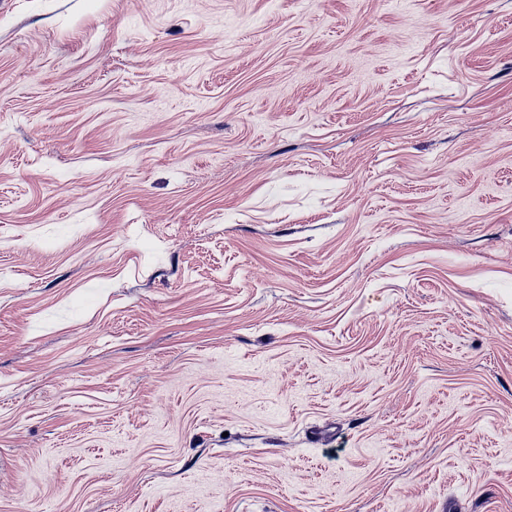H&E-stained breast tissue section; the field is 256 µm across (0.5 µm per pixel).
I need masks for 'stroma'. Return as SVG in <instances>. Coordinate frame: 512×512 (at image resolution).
I'll list each match as a JSON object with an SVG mask.
<instances>
[{
    "instance_id": "obj_1",
    "label": "stroma",
    "mask_w": 512,
    "mask_h": 512,
    "mask_svg": "<svg viewBox=\"0 0 512 512\" xmlns=\"http://www.w3.org/2000/svg\"><path fill=\"white\" fill-rule=\"evenodd\" d=\"M0 512H512V0H0Z\"/></svg>"
}]
</instances>
